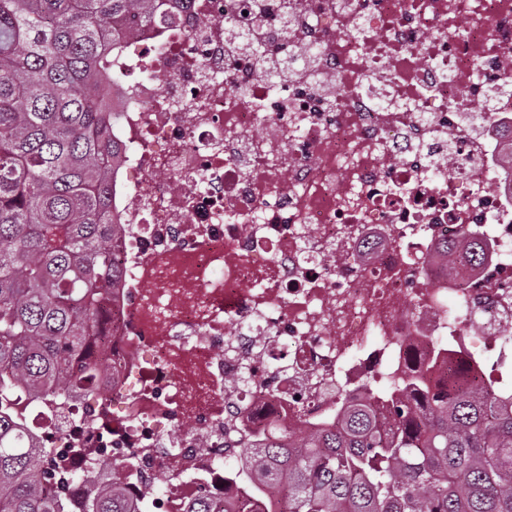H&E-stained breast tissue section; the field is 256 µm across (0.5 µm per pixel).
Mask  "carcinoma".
Returning a JSON list of instances; mask_svg holds the SVG:
<instances>
[{"instance_id": "obj_1", "label": "carcinoma", "mask_w": 512, "mask_h": 512, "mask_svg": "<svg viewBox=\"0 0 512 512\" xmlns=\"http://www.w3.org/2000/svg\"><path fill=\"white\" fill-rule=\"evenodd\" d=\"M165 0H0V512H68L75 482L12 410L17 388L100 399L94 349L118 270L108 227L119 156L100 89L116 27ZM247 489L196 512H512V410L486 390L409 382L392 421L347 408L333 429L273 428L238 448ZM85 512H135L123 465L103 462Z\"/></svg>"}]
</instances>
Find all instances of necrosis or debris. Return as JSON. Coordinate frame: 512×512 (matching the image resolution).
<instances>
[{
    "label": "necrosis or debris",
    "mask_w": 512,
    "mask_h": 512,
    "mask_svg": "<svg viewBox=\"0 0 512 512\" xmlns=\"http://www.w3.org/2000/svg\"><path fill=\"white\" fill-rule=\"evenodd\" d=\"M239 30L288 78L253 72ZM119 40L112 398L19 391L40 447L80 476L126 465L137 512H189L271 425L385 416L415 366L471 357L476 390L512 369V0H171ZM462 237L478 273L448 270Z\"/></svg>",
    "instance_id": "1"
}]
</instances>
